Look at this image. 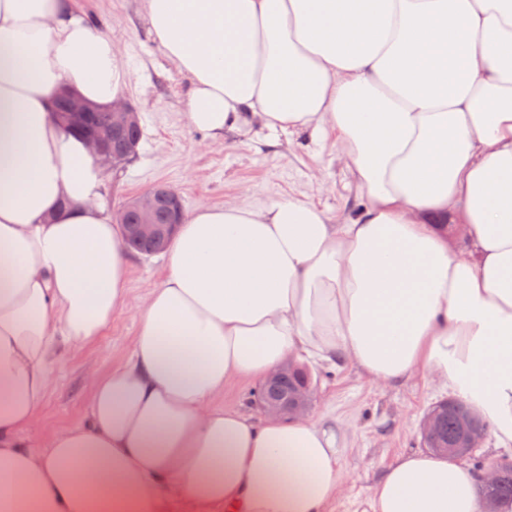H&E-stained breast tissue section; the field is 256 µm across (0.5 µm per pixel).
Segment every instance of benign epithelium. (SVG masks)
Returning <instances> with one entry per match:
<instances>
[{"label": "benign epithelium", "instance_id": "7a95c632", "mask_svg": "<svg viewBox=\"0 0 512 512\" xmlns=\"http://www.w3.org/2000/svg\"><path fill=\"white\" fill-rule=\"evenodd\" d=\"M100 111L106 112V123L99 130L88 133L85 143L102 169L122 170L135 157L139 145L137 133L141 128V113L131 102L119 98L112 105L100 108L74 93L63 92L53 115L64 132L78 134ZM184 217L179 194L168 186L156 185L124 205L117 212L116 223L121 225L127 242H152L164 247L176 234ZM314 400L313 387L306 380L285 395L264 398L260 405L267 414L291 419L310 412ZM419 432L423 439L439 442L437 452L458 458L469 457L487 437L486 431L476 428L469 417L461 415L455 434L442 442L441 418L433 410L422 418ZM501 476L499 466H493L486 482L482 512H497L495 502Z\"/></svg>", "mask_w": 512, "mask_h": 512}]
</instances>
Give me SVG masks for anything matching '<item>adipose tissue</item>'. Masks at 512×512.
<instances>
[{"instance_id":"ef3b65f1","label":"adipose tissue","mask_w":512,"mask_h":512,"mask_svg":"<svg viewBox=\"0 0 512 512\" xmlns=\"http://www.w3.org/2000/svg\"><path fill=\"white\" fill-rule=\"evenodd\" d=\"M142 9L191 126L332 140L366 204L341 224L294 196L199 207L85 421L33 449L59 351L106 329L129 265L55 94L106 106L126 75L73 0H0V512H326L347 479L340 426L214 404L289 359L424 374L512 448V0ZM455 213L464 251L440 225ZM482 476L405 453L366 512H480Z\"/></svg>"}]
</instances>
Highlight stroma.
<instances>
[{
    "label": "stroma",
    "instance_id": "1",
    "mask_svg": "<svg viewBox=\"0 0 512 512\" xmlns=\"http://www.w3.org/2000/svg\"><path fill=\"white\" fill-rule=\"evenodd\" d=\"M74 8L111 36L128 73L122 95L142 116L137 156L105 179L102 203L109 212L158 183L175 189L190 213L205 204H264L288 194L320 205L335 219L361 209L365 195L332 144L266 130L245 137L229 133L218 142L190 126L188 86L151 35L141 0H74ZM164 275V255L131 254L124 306L97 341L61 351L40 420L26 433L34 448L84 419L91 397L89 372L102 376L121 362L137 332L134 313ZM312 376V417H336L346 434L343 463L350 481L330 512H359L385 465L399 454L423 450L419 423L443 396L419 375L388 387L371 384L349 367L336 373L316 367Z\"/></svg>",
    "mask_w": 512,
    "mask_h": 512
}]
</instances>
